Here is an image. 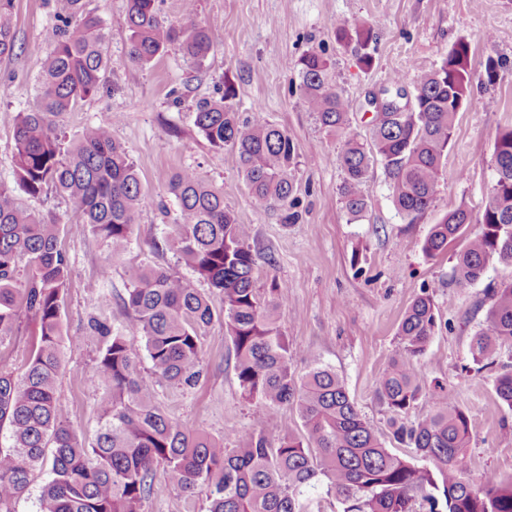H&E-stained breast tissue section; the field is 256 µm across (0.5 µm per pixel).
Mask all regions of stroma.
I'll list each match as a JSON object with an SVG mask.
<instances>
[{
    "label": "stroma",
    "instance_id": "1",
    "mask_svg": "<svg viewBox=\"0 0 512 512\" xmlns=\"http://www.w3.org/2000/svg\"><path fill=\"white\" fill-rule=\"evenodd\" d=\"M84 3L106 22L109 69L104 90L65 113L60 124L72 140L86 126L111 122L113 138L136 166L148 202L121 256H109L89 227L78 223L66 197L50 189L34 198L16 187L14 119L36 100L45 34L54 24L53 0H13L15 52L0 57V183L14 187L21 208L63 226L60 245L70 269L63 328L84 338L80 347L68 350L57 384L71 426L94 438L104 393L91 379L99 341L83 334L89 316L107 317L116 327L126 323L122 299L129 267L193 275L173 250L154 246L178 215L164 179L189 167L223 189L225 206L259 255L256 287L275 283L287 290L288 302L278 315L292 371L304 374L314 361L335 371L385 447L405 458L412 451L390 434L389 414L376 396L377 379L394 353L407 307L429 294L437 326L420 363L426 394L409 417L422 418L431 407V392L447 390L449 401L468 410L471 419L465 477L512 480V411L496 396L493 370H473L470 352L473 337L486 326L489 290L512 279V266L493 265L482 280L463 288L455 280L459 245L434 259L422 251L433 224L459 208L478 214L495 182V135L512 126V0H195L197 19L213 43L200 68L174 50L134 67L128 56L127 0ZM340 20L371 24L370 66L359 64L356 43L337 39L334 27ZM460 42L469 47L471 100L456 116L431 207L417 219L403 218L382 165L375 162L361 187L367 209L351 217L340 197V140L320 129L304 105L297 61L317 51L333 63L337 87L350 105L351 129L364 136L372 117L369 96L393 75L410 78L435 69ZM490 57L502 63L491 81L485 74ZM225 94L241 117L262 111L291 137L299 162L297 223H283L281 211L258 204L233 152L211 147L195 125L196 102ZM211 302L215 316L202 337L206 379L187 393L156 387L155 397L182 426L229 442L250 428L251 405L239 386L219 296ZM207 510L204 496L180 493L162 473L144 505V512Z\"/></svg>",
    "mask_w": 512,
    "mask_h": 512
}]
</instances>
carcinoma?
<instances>
[{
  "label": "carcinoma",
  "instance_id": "1",
  "mask_svg": "<svg viewBox=\"0 0 512 512\" xmlns=\"http://www.w3.org/2000/svg\"><path fill=\"white\" fill-rule=\"evenodd\" d=\"M12 7L13 0H0V56L13 54L16 46L4 20ZM54 7L37 101L15 118L16 183L34 198L49 187L68 197L78 223L118 256L130 244L147 200L136 166L112 138L110 121L86 127L67 145L60 129L61 116L96 95L106 78L108 32L82 0H54ZM127 28L128 56L140 67L171 48L199 67L212 47L207 28L196 20L194 0H186L176 24L162 17L160 0H128ZM336 37L366 47L371 26L338 22ZM297 66L308 111L320 128L343 137L346 211L358 217L366 210L361 185L377 160L400 214L413 221L425 213L442 178L457 112L469 98L467 44L458 43L437 68L414 76L411 111H374L366 139L350 130L349 103L324 56L310 52ZM195 125L212 147L234 150L260 205L288 209L298 161L284 129L259 114L241 118L226 97L198 102ZM494 166L495 184L478 218L461 208L450 212L422 246L435 258L465 240L455 266L462 286L480 281L492 265H512V127L496 133ZM165 186L179 214L164 244L221 297L239 386L253 403L252 426L228 448L222 439L184 428L155 402L153 386L140 377L141 349L134 337L144 340L156 382L185 392L206 376L202 331L215 311L193 281L160 268L132 267L123 298L125 326L116 329L102 316L87 320L86 333L100 339L92 379L105 392L95 439H81L57 392L65 348L83 341L62 331L69 271L62 225L17 207L14 189L1 183L0 339L23 318L38 328L40 339L21 374L0 368V428L9 440L0 445V512H14L34 472L46 467L51 479L43 486L39 512H142L160 470L181 493L205 495L209 512H310L304 493L318 484L326 485L341 512H512V481L486 478L476 486L463 478L470 419L448 401V392L433 394L423 418L408 419L424 393L419 362L437 326L430 295L414 298L405 311L376 393L390 412L393 438L431 462V469L385 448L333 370L314 363L300 377L291 371L288 341L277 320L288 295L274 282L264 294L255 288L257 255L224 206V191L192 168L167 176ZM474 222L479 230L471 233ZM491 301L487 328L471 347L477 365L494 363L500 344L512 342V280L493 286ZM494 386L512 410V371L499 373ZM281 405L296 406L303 434L281 436L267 425L269 409Z\"/></svg>",
  "mask_w": 512,
  "mask_h": 512
}]
</instances>
